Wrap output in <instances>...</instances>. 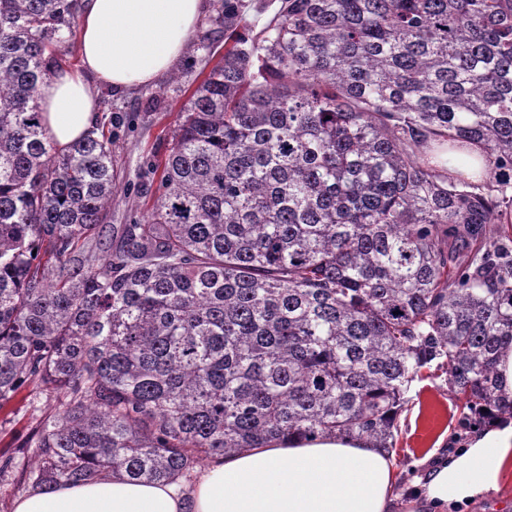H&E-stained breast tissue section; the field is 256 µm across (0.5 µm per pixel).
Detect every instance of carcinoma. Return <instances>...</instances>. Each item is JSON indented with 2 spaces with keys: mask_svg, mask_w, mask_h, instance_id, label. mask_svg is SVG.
<instances>
[{
  "mask_svg": "<svg viewBox=\"0 0 512 512\" xmlns=\"http://www.w3.org/2000/svg\"><path fill=\"white\" fill-rule=\"evenodd\" d=\"M191 90L142 224L90 247L112 137L60 153L36 101L81 0H0V403L65 400L32 491L179 482L272 439L392 449L434 360L471 411L512 415V0H282ZM480 145L482 185L433 163Z\"/></svg>",
  "mask_w": 512,
  "mask_h": 512,
  "instance_id": "cac0c4a2",
  "label": "carcinoma"
}]
</instances>
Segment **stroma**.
I'll return each instance as SVG.
<instances>
[{
  "mask_svg": "<svg viewBox=\"0 0 512 512\" xmlns=\"http://www.w3.org/2000/svg\"><path fill=\"white\" fill-rule=\"evenodd\" d=\"M216 17L215 6H208L200 28L201 33L213 35V45L206 48L191 42L179 63L155 85L123 94L100 87L97 123L112 130L119 182L98 251L106 250L112 229L147 219L158 184L157 178L148 174L147 164L164 156L165 136L178 118L187 90L197 85L203 68L214 66L224 54V36L217 31ZM406 397L392 449L395 512H409L408 505L416 498L417 479L438 460L464 448L473 435L460 401L448 387L447 375L437 365L422 369ZM62 409L63 402L55 393L33 386L20 389L0 404V463L9 464L0 475V512H12L14 500L27 494L18 477L33 460L29 442L40 423Z\"/></svg>",
  "mask_w": 512,
  "mask_h": 512,
  "instance_id": "35a3bbf8",
  "label": "stroma"
}]
</instances>
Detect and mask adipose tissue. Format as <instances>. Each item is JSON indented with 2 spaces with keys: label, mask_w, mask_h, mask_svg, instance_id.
Returning a JSON list of instances; mask_svg holds the SVG:
<instances>
[{
  "label": "adipose tissue",
  "mask_w": 512,
  "mask_h": 512,
  "mask_svg": "<svg viewBox=\"0 0 512 512\" xmlns=\"http://www.w3.org/2000/svg\"><path fill=\"white\" fill-rule=\"evenodd\" d=\"M206 9V0H85L77 21L79 67L62 68L39 92L43 128L57 150L94 128L99 86L130 91L170 72ZM510 461L512 419H503L430 469L420 512H447L497 489ZM394 500L384 449L365 439L320 436L215 457L184 490L115 475L20 496L13 512H393Z\"/></svg>",
  "instance_id": "1"
}]
</instances>
